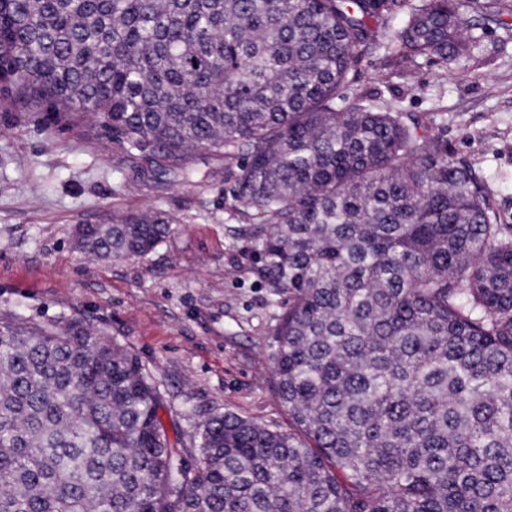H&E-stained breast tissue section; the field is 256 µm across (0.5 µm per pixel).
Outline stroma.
<instances>
[{"mask_svg":"<svg viewBox=\"0 0 512 512\" xmlns=\"http://www.w3.org/2000/svg\"><path fill=\"white\" fill-rule=\"evenodd\" d=\"M464 9L483 34L447 70L422 57L385 67L380 46L364 51L346 94L421 115L486 177L500 223L512 224V40L478 0ZM188 156L189 182L0 100V315L76 320L125 345L157 377L183 433L213 413L290 430L270 360L279 308L231 232L245 219L224 202L223 162ZM130 210L172 219L148 256L100 261L75 247L76 225Z\"/></svg>","mask_w":512,"mask_h":512,"instance_id":"obj_1","label":"stroma"}]
</instances>
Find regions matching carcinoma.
<instances>
[{"mask_svg": "<svg viewBox=\"0 0 512 512\" xmlns=\"http://www.w3.org/2000/svg\"><path fill=\"white\" fill-rule=\"evenodd\" d=\"M469 30L462 0H0L14 105L159 172L224 159L292 419L172 441L124 345L0 316V512H512V224L417 115L345 94L381 38L446 73ZM170 224L128 213L78 245L136 260Z\"/></svg>", "mask_w": 512, "mask_h": 512, "instance_id": "carcinoma-1", "label": "carcinoma"}]
</instances>
